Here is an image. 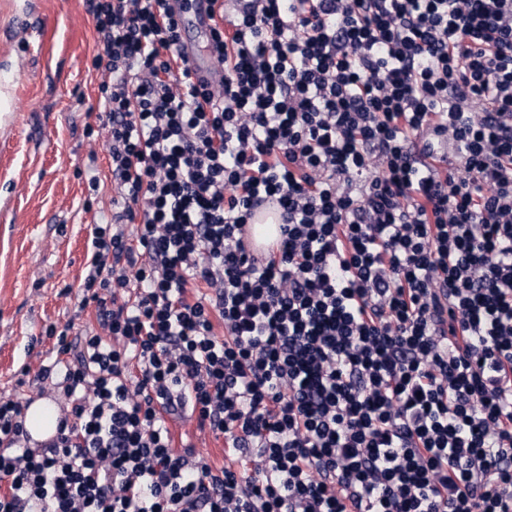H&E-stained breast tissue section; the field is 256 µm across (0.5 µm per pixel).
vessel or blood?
I'll return each mask as SVG.
<instances>
[{"label":"vessel or blood","instance_id":"vessel-or-blood-1","mask_svg":"<svg viewBox=\"0 0 512 512\" xmlns=\"http://www.w3.org/2000/svg\"><path fill=\"white\" fill-rule=\"evenodd\" d=\"M169 8L180 20L178 51L186 60L194 80L219 86L224 80V68L211 49L214 26L213 0H168ZM277 199H270L255 210L251 224L243 228L245 246L255 257H263L281 237Z\"/></svg>","mask_w":512,"mask_h":512}]
</instances>
